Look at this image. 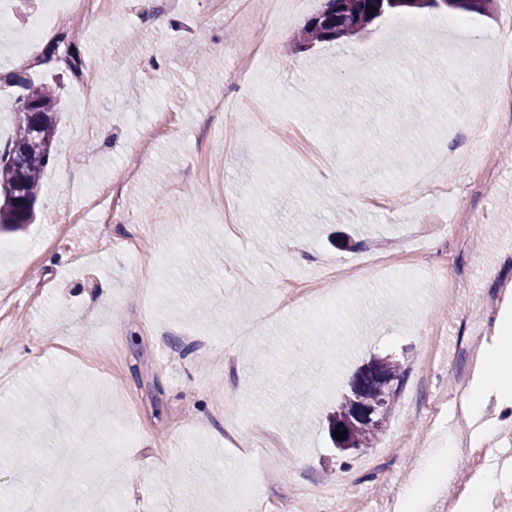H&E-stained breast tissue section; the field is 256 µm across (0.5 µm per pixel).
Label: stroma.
I'll return each mask as SVG.
<instances>
[{
  "label": "stroma",
  "mask_w": 512,
  "mask_h": 512,
  "mask_svg": "<svg viewBox=\"0 0 512 512\" xmlns=\"http://www.w3.org/2000/svg\"><path fill=\"white\" fill-rule=\"evenodd\" d=\"M287 10L265 49L269 0H163L104 8L73 32L78 70L27 60L46 0H0V146L31 84L60 103L53 157L26 229L0 232V512H398L430 459L457 457L424 512L471 470V427L452 404L473 381L483 329L512 296V98L488 110L494 145L460 108L472 49L501 8L449 26L439 10L380 17L358 38L299 47L318 9ZM425 18V32L409 21ZM371 66L351 74V56ZM276 127L252 121L240 57ZM457 191L448 210L408 204L420 169ZM492 153L494 192L473 164ZM130 179L68 234L76 188ZM483 243L456 250V227ZM373 357L405 376L376 447L342 456L327 417ZM139 431L102 489L57 494L59 446L105 466L111 435Z\"/></svg>",
  "instance_id": "1"
}]
</instances>
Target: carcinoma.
<instances>
[{
	"label": "carcinoma",
	"instance_id": "1",
	"mask_svg": "<svg viewBox=\"0 0 512 512\" xmlns=\"http://www.w3.org/2000/svg\"><path fill=\"white\" fill-rule=\"evenodd\" d=\"M494 0H322L320 9L300 32L306 44L351 38L362 33L381 16L407 8L446 10L450 14L488 13ZM376 8L368 15L370 8ZM28 94L34 103L19 100L14 121L16 136L0 149V231H16L28 224L23 196L37 199L40 182L49 166L54 147L58 102L54 91L33 85ZM404 378L402 364L389 360L376 365L369 360L357 368L328 420L329 431H340L336 450L345 453L375 446L383 426L357 418L362 408L380 410L386 421Z\"/></svg>",
	"mask_w": 512,
	"mask_h": 512
}]
</instances>
